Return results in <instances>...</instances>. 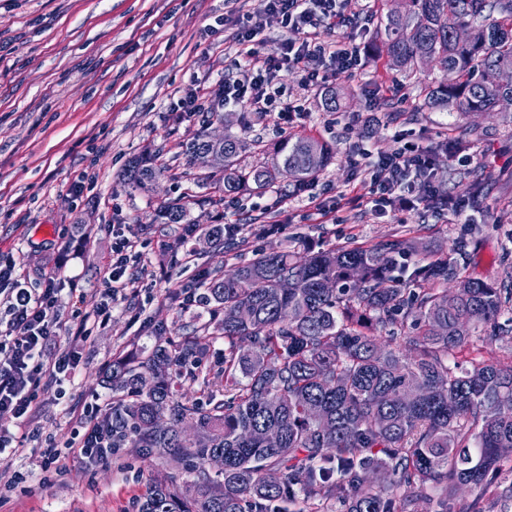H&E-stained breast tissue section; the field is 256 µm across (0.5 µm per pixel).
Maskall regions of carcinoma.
I'll return each instance as SVG.
<instances>
[{"instance_id":"1","label":"carcinoma","mask_w":512,"mask_h":512,"mask_svg":"<svg viewBox=\"0 0 512 512\" xmlns=\"http://www.w3.org/2000/svg\"><path fill=\"white\" fill-rule=\"evenodd\" d=\"M475 33L459 41L457 29ZM390 64L411 75L433 62L441 78L424 90L440 111L491 112L499 71L512 68V0H404V10L380 19ZM224 153L222 175L209 202L265 190L289 177L299 189L330 162L329 147L289 136L271 163L240 167L243 143L224 136L216 145L198 135L182 144L193 159L202 149ZM165 169L156 156L135 158L123 175L147 190ZM189 201L171 199L156 211L162 224L182 225V238L198 231L187 219ZM236 228L202 231L218 250ZM401 241L372 249L328 248L263 252L226 273L205 271L203 297L213 317L247 305L252 318H225L187 337L176 349L156 346L138 360L112 364V422L118 445L130 439L159 459L205 462L224 456V469L181 491L156 480L139 512H268L269 503L347 502V512H414L411 494L432 491L433 512H448V498L470 486L479 499L512 449V363L448 365V353L484 326L512 334L500 319L508 292L463 275L461 252L422 256ZM452 278L466 287L448 292ZM409 323L406 357L379 346L375 332ZM224 338V385L229 397L203 408L182 400L173 370L203 353L202 340ZM194 425L193 438L181 425ZM276 433L279 442L266 444Z\"/></svg>"}]
</instances>
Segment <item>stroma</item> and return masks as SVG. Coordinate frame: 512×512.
<instances>
[{
  "label": "stroma",
  "instance_id": "stroma-1",
  "mask_svg": "<svg viewBox=\"0 0 512 512\" xmlns=\"http://www.w3.org/2000/svg\"><path fill=\"white\" fill-rule=\"evenodd\" d=\"M259 6L260 0H0V65L8 71L0 78V260L22 264L28 287H37L43 271L57 264L62 277L78 276L79 286L92 293L103 287L109 225L149 230L138 267L140 291L128 293L108 324L94 328L70 382L43 380L35 431L26 454L13 460L25 481L0 512H138L155 477L182 487L215 474L206 463L159 462L129 443L89 469L64 456L65 471L48 479L33 464L48 443L71 440L69 408L96 399L111 403L102 377L112 361L152 349L161 336L179 343L210 321L207 309L185 303L207 265L220 262L229 271L259 252L294 250L302 241L318 250L406 239L434 251L462 246L467 276L512 289V126L497 112L457 122L420 107L421 90L437 68L427 66L411 78L391 69L385 47L371 45V21L321 32L323 40L364 49L366 64L354 73H330L329 85L346 94L340 110L325 111L318 89L299 100L303 113L291 133L319 139L333 153L316 186L298 194L284 178L263 193L227 197L223 212H216L208 202L211 188L202 182L207 167L189 162L181 143L231 134L245 146L243 165L251 166L265 162L282 138L276 112L221 105L224 75L237 61L235 29L225 25L224 14L232 10L245 20ZM196 86L206 92L200 111H171V103ZM217 107L224 122L208 123ZM450 138L471 148L468 163H449L439 151ZM408 143L431 150V170L415 180L417 195L478 187V195L465 201L469 223L423 207L382 216L369 205H349L332 222L316 214L310 196L329 204L349 192L353 163L363 151L393 154ZM157 149L175 177H161L148 191L124 186L128 162ZM88 165L97 185L89 195H76L75 177ZM179 196L188 197L194 223L237 225L238 247L204 259L171 255L179 227L156 223L155 211L160 201ZM223 356V340H207L192 376L179 380L181 394L201 404L225 399ZM448 359L467 367L506 364L512 343L477 332Z\"/></svg>",
  "mask_w": 512,
  "mask_h": 512
}]
</instances>
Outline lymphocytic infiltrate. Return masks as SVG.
I'll use <instances>...</instances> for the list:
<instances>
[{"instance_id": "obj_1", "label": "lymphocytic infiltrate", "mask_w": 512, "mask_h": 512, "mask_svg": "<svg viewBox=\"0 0 512 512\" xmlns=\"http://www.w3.org/2000/svg\"><path fill=\"white\" fill-rule=\"evenodd\" d=\"M358 15L345 14L342 0H261L252 24L241 28L235 38L239 60L235 73L224 77V103L255 111L277 107L282 125H290L299 110L290 98L275 87V73L289 65L301 74V89L324 84L326 62L337 69L360 66L361 51L324 41L321 30L336 25L354 26ZM277 23L300 34V41L283 40L276 53L262 54L257 38L267 24ZM427 147L412 143L403 151L377 155L365 162L363 174L369 183L368 204L380 213L393 208L403 210L420 203L414 190V177L429 170ZM112 255L102 269L106 288L100 298H88L85 292L63 294L62 278L56 269L43 275L38 287H24L20 264H0V305L8 320L0 329V412L10 411L17 421L16 430L0 428V456L15 454L29 438L35 418L38 389L44 377L57 383L69 381L81 362V354L90 339L88 324L105 325L112 316V304L134 279L141 262L144 242L129 224L113 225ZM71 303L75 321L68 328L71 342L52 364H45L44 353L55 344L62 325L59 312ZM74 438L69 447L74 458L85 467L109 460L117 445L112 438V417L98 402L71 409Z\"/></svg>"}]
</instances>
